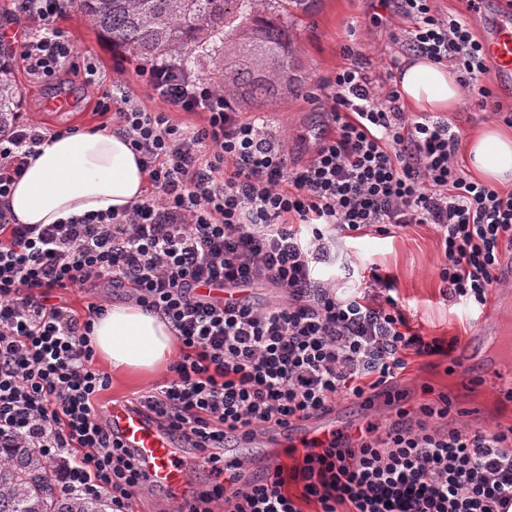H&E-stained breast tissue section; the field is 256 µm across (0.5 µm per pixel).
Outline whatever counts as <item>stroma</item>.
I'll use <instances>...</instances> for the list:
<instances>
[{
	"instance_id": "35a3bbf8",
	"label": "stroma",
	"mask_w": 512,
	"mask_h": 512,
	"mask_svg": "<svg viewBox=\"0 0 512 512\" xmlns=\"http://www.w3.org/2000/svg\"><path fill=\"white\" fill-rule=\"evenodd\" d=\"M431 5L441 13L468 19L481 39L487 36L500 10L499 0H485L478 15L470 13L467 0H431ZM57 24L74 45L75 65L82 68L94 64L98 70L96 79L88 83L65 70L56 77L35 82L25 71H18L22 112L50 133L109 127L107 116L97 110V101L103 91L112 87L111 42L89 24L79 9L66 10ZM409 24L400 9V0H320L316 11L292 28L306 78L303 90L261 110L244 109V118H263L289 163L304 165L320 137L332 131L328 100L320 84L346 66L341 46L356 41L368 59L373 78L381 82L397 50L390 35ZM481 83L491 90V97L466 94L459 111L446 115L460 136L489 123H503L505 115L512 112V80L504 82L488 75ZM62 98L69 106L59 114L53 105ZM339 260L354 268L356 276L348 279L343 271L323 268V278L334 279L337 289L353 291L360 285L359 275L379 268L393 278L399 304L414 329L425 336L461 340L473 336L477 343L462 353L458 365L434 357L410 359L398 382L400 401H388L382 394L374 398L372 408L366 409L354 401L337 399L334 415L338 429L369 422L386 425L395 419L398 409L416 411L421 404L431 402L436 392L447 394L451 401L448 427L477 430L512 426V399L496 389L499 379L512 378V279L493 289L486 304L491 318L485 323L480 311L467 309L444 296L437 235L429 225L396 228L389 234L368 231L359 238L344 239ZM428 386L433 389L429 395L424 392ZM181 454L190 460L181 498L148 487L134 499L133 512H173L180 499H191L204 489L206 475L197 461V452L185 448Z\"/></svg>"
}]
</instances>
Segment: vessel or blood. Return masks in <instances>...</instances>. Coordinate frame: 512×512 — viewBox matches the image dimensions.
<instances>
[{
  "label": "vessel or blood",
  "instance_id": "vessel-or-blood-1",
  "mask_svg": "<svg viewBox=\"0 0 512 512\" xmlns=\"http://www.w3.org/2000/svg\"><path fill=\"white\" fill-rule=\"evenodd\" d=\"M485 59L498 75L512 74V21L497 24L483 41ZM112 433L131 448L143 472L158 486L176 490L184 483V468L174 454L171 436L145 410L125 403L110 407L107 415ZM336 427L330 415L293 422L289 428L269 433V440L285 447H302L331 438Z\"/></svg>",
  "mask_w": 512,
  "mask_h": 512
}]
</instances>
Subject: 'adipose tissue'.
Returning <instances> with one entry per match:
<instances>
[{"label": "adipose tissue", "mask_w": 512, "mask_h": 512, "mask_svg": "<svg viewBox=\"0 0 512 512\" xmlns=\"http://www.w3.org/2000/svg\"><path fill=\"white\" fill-rule=\"evenodd\" d=\"M402 101L415 112H456L464 93L456 72L415 57L397 78ZM469 163L485 181L512 183V132L488 124L466 141ZM147 175L128 139L117 129L54 135L28 157L13 186L8 208L20 224H56L87 213L121 211L140 199ZM97 358L114 375L154 371L175 357L167 320L133 303L109 307L90 335Z\"/></svg>", "instance_id": "obj_1"}]
</instances>
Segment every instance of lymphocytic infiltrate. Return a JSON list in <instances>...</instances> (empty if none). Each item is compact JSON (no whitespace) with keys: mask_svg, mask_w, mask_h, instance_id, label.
Returning a JSON list of instances; mask_svg holds the SVG:
<instances>
[{"mask_svg":"<svg viewBox=\"0 0 512 512\" xmlns=\"http://www.w3.org/2000/svg\"><path fill=\"white\" fill-rule=\"evenodd\" d=\"M70 0H20L33 27L18 62L36 81L75 54L56 21ZM412 25L392 41L413 55L452 62L466 89L487 66L470 24L401 0ZM349 64L323 83L332 137L291 166L265 124L244 120L230 92L166 62L128 69L116 54L112 87L97 107L140 155L149 196L120 214H87L62 224H15L7 198L25 159L46 138L35 122L0 136V448H35L56 464L62 492L107 496L128 512L148 480L131 449L109 433L95 407L109 378L94 368L88 342L107 306L106 288H128L144 311L167 319L182 346L159 390L134 398L195 449L212 480L184 512H507L512 507V426L491 431L442 428L447 394L420 406V419L382 431L361 429L307 447L291 464L254 479L223 476L216 464L235 434L287 428L330 413L337 398L369 406L397 381L408 356L450 357L456 340L414 332L374 271L363 291L341 297L316 277L336 262L338 237L412 224L434 226L440 279L464 305L485 307L497 271L512 253V192L469 179L457 165L460 140L447 120L406 113L396 87L369 73L357 43ZM134 72L153 99L150 111L127 87ZM203 117L183 128L172 113ZM228 290L269 284L281 302L256 307L215 300L201 285ZM80 288L94 300L78 315L55 292Z\"/></svg>","mask_w":512,"mask_h":512,"instance_id":"obj_1","label":"lymphocytic infiltrate"}]
</instances>
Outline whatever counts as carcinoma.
Masks as SVG:
<instances>
[{"label": "carcinoma", "mask_w": 512, "mask_h": 512, "mask_svg": "<svg viewBox=\"0 0 512 512\" xmlns=\"http://www.w3.org/2000/svg\"><path fill=\"white\" fill-rule=\"evenodd\" d=\"M320 0H77L112 44L146 61L187 68L209 59L238 107L260 108L297 92L303 76L290 34ZM15 51L0 44V134L19 110ZM0 512H105V500L60 491L55 469L34 448H0Z\"/></svg>", "instance_id": "cac0c4a2"}]
</instances>
